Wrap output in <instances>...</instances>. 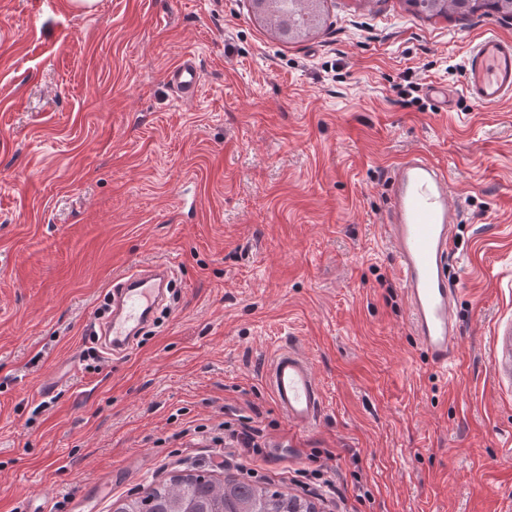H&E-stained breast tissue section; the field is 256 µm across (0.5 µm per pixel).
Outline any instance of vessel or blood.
Wrapping results in <instances>:
<instances>
[{
	"label": "vessel or blood",
	"mask_w": 512,
	"mask_h": 512,
	"mask_svg": "<svg viewBox=\"0 0 512 512\" xmlns=\"http://www.w3.org/2000/svg\"><path fill=\"white\" fill-rule=\"evenodd\" d=\"M167 85L180 98L195 96L201 71L187 57L171 67ZM464 87L474 102L493 106L512 99V42L490 35L471 47L464 65ZM454 183L448 171L423 150L399 160L389 176L384 224L401 292L410 312V329L432 363L448 367L458 358L457 290L449 279L460 209L453 206ZM175 265L156 262L130 267L113 278L110 310L95 317L92 332L106 357L131 352L137 335L154 321L166 300ZM273 401L289 425L299 430L319 423L324 401L311 362L285 346L264 370Z\"/></svg>",
	"instance_id": "b4317fda"
}]
</instances>
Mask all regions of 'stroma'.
<instances>
[{
  "label": "stroma",
  "instance_id": "35a3bbf8",
  "mask_svg": "<svg viewBox=\"0 0 512 512\" xmlns=\"http://www.w3.org/2000/svg\"><path fill=\"white\" fill-rule=\"evenodd\" d=\"M326 7L288 42L250 0H0V512H68L95 482L112 512L192 468L319 512H512V100L463 86L468 50L512 40V19ZM187 55L190 100L165 81ZM416 149L463 207L449 370L411 333L382 230ZM166 259L160 326L123 359L86 357L113 274ZM285 345L324 392L302 432L262 376ZM247 427L250 459L231 436Z\"/></svg>",
  "mask_w": 512,
  "mask_h": 512
}]
</instances>
